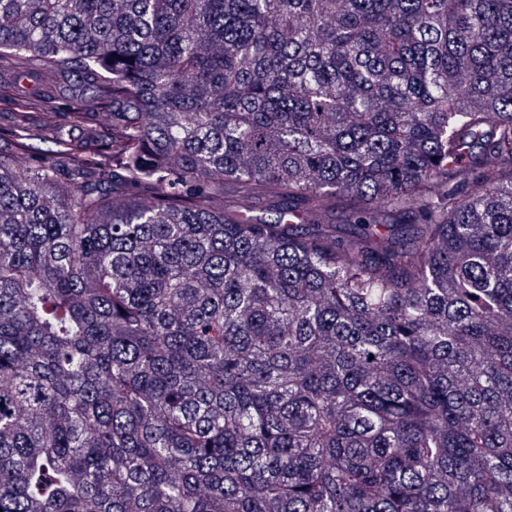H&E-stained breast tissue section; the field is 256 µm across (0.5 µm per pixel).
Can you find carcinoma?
I'll return each mask as SVG.
<instances>
[{
    "label": "carcinoma",
    "mask_w": 512,
    "mask_h": 512,
    "mask_svg": "<svg viewBox=\"0 0 512 512\" xmlns=\"http://www.w3.org/2000/svg\"><path fill=\"white\" fill-rule=\"evenodd\" d=\"M2 55L0 512H512V0H0ZM16 66L17 61L14 58L4 57L0 60V127L2 129L9 128L11 123L10 99L14 91L9 77ZM52 87L48 88L45 92L46 111L47 112H60L61 117L58 120L63 121V114L65 112H72L74 100L81 94L88 95L91 91L83 86H80L73 77L67 81L60 80L56 84H51Z\"/></svg>",
    "instance_id": "carcinoma-1"
}]
</instances>
